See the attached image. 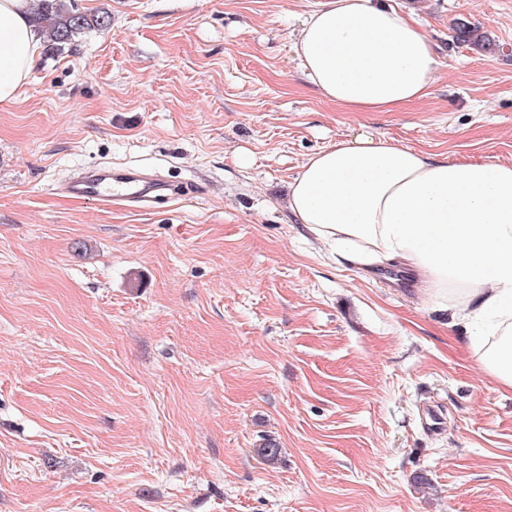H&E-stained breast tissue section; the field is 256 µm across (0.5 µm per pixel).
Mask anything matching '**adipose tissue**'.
Instances as JSON below:
<instances>
[{
  "label": "adipose tissue",
  "mask_w": 512,
  "mask_h": 512,
  "mask_svg": "<svg viewBox=\"0 0 512 512\" xmlns=\"http://www.w3.org/2000/svg\"><path fill=\"white\" fill-rule=\"evenodd\" d=\"M29 11L30 0H0V104L17 98L40 54ZM294 50L315 88L350 112L423 99L439 66L426 35L375 0H319ZM288 208L350 262L406 268L429 300L469 326L472 356L512 389V163L342 139L303 164Z\"/></svg>",
  "instance_id": "1"
}]
</instances>
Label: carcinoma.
I'll list each match as a JSON object with an SVG mask.
<instances>
[{
	"instance_id": "obj_1",
	"label": "carcinoma",
	"mask_w": 512,
	"mask_h": 512,
	"mask_svg": "<svg viewBox=\"0 0 512 512\" xmlns=\"http://www.w3.org/2000/svg\"><path fill=\"white\" fill-rule=\"evenodd\" d=\"M32 21L58 46L70 43L84 30L105 28L110 24L107 14H92L70 9L63 0H40L34 10ZM456 38L473 49L484 52L495 51L496 44L482 27L460 20L455 26Z\"/></svg>"
}]
</instances>
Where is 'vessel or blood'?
Wrapping results in <instances>:
<instances>
[{
    "label": "vessel or blood",
    "instance_id": "obj_1",
    "mask_svg": "<svg viewBox=\"0 0 512 512\" xmlns=\"http://www.w3.org/2000/svg\"><path fill=\"white\" fill-rule=\"evenodd\" d=\"M69 196L111 208L121 199H135L143 203L164 196L167 185L134 168L115 170L100 166L73 177L64 187Z\"/></svg>",
    "mask_w": 512,
    "mask_h": 512
}]
</instances>
